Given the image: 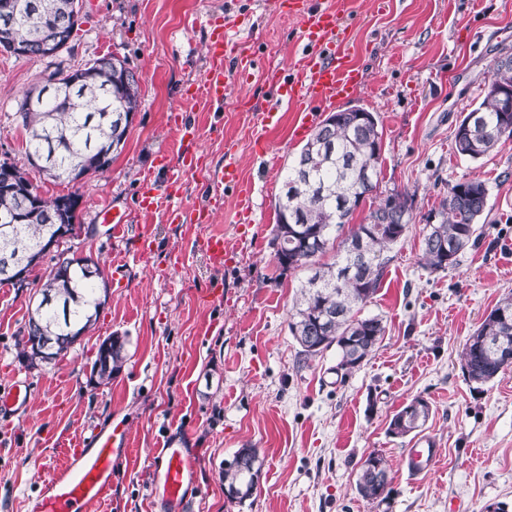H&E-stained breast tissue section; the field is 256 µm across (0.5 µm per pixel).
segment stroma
Returning a JSON list of instances; mask_svg holds the SVG:
<instances>
[{
  "instance_id": "1",
  "label": "stroma",
  "mask_w": 512,
  "mask_h": 512,
  "mask_svg": "<svg viewBox=\"0 0 512 512\" xmlns=\"http://www.w3.org/2000/svg\"><path fill=\"white\" fill-rule=\"evenodd\" d=\"M225 21L232 51L251 55L253 74L232 84L222 104L187 103L184 88L205 78L208 25ZM347 24L362 87L336 108L377 113L383 129L379 185L351 221L365 223L395 191L408 193L412 220L364 308L382 317L384 338L344 376L333 348L301 362L288 322L307 273L281 272L271 244L283 176L303 141L292 135L295 106L264 74L288 75L304 57L297 20L273 13L265 0H82L57 56L0 50V162L25 171L46 197L74 187L30 166L16 114L21 95L53 71L106 54L137 73L141 93L110 168L75 187L84 231L46 253L25 287L0 285V387L18 379L29 398L27 407L0 411V512H33L48 472L63 461V441L111 424L122 427L127 446L111 501L98 512H155L151 466L171 433L194 454L189 512H481L498 503L512 512V372L477 384L462 370L467 338L512 293V140L475 161L453 150L493 59L512 53V0H351ZM176 114L197 128L207 158L206 170L185 177L179 203L207 206L229 154L250 191L249 214L228 187L208 224L167 223L161 208L140 212L143 179L163 181L161 155L181 148ZM465 177L490 189L482 238L455 266L430 271L420 264L426 219ZM108 210L152 235L149 259L139 257L136 239L107 236ZM212 232L223 233L233 255L220 271L197 249ZM75 253L93 257L107 279L113 261L125 260L123 285L110 288L95 323L65 356L27 367L18 343L40 285L59 255ZM217 281L224 297L211 304L204 294ZM111 335L125 337L126 361L111 382L90 386L97 347ZM416 397L431 405L422 432L435 438L438 455L415 479L405 465L413 436H393L388 427ZM242 448L258 449L263 465L253 495L237 502L224 492L222 471ZM373 452L388 463L391 492L381 501L356 491L360 464Z\"/></svg>"
}]
</instances>
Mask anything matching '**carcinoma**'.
<instances>
[{
    "label": "carcinoma",
    "instance_id": "1",
    "mask_svg": "<svg viewBox=\"0 0 512 512\" xmlns=\"http://www.w3.org/2000/svg\"><path fill=\"white\" fill-rule=\"evenodd\" d=\"M21 2L25 8L11 26L0 22V48L8 41L28 56L41 57V47L29 40L30 24L40 19L46 35L54 37L64 19L37 17L30 10L33 0ZM51 84L61 91V98L47 97L41 106L27 108V100L45 90L42 86L25 92L18 104L19 118L28 133V158L43 157L42 171L58 180L67 179L70 170L76 171L78 178L106 171L124 146L131 115L139 108V77L125 61L104 55L82 69L51 73L46 86ZM511 139L512 112L503 111L500 100L486 92L459 122L454 149L462 158L478 160ZM378 145H382L380 127L356 120L353 112H334L286 169L283 191L275 203L273 246L282 272L311 270L288 324L305 361L334 347L341 360L358 366L385 335L383 319L364 315L362 310L382 284L391 261L387 252L408 231V194L391 193L370 213L369 222L353 225L339 238L359 201L368 198L378 185ZM488 201L489 189L478 178L448 187L441 209L425 224L421 254L425 268L443 271L456 264L454 259L443 263L444 255L456 257L477 243ZM76 219V212L58 211L55 197L42 196L26 173L16 170V183L0 186V265L8 252L24 260L16 273L28 272L44 256L37 249L41 240L63 226L69 231L82 230ZM356 242L363 243L362 251H352ZM332 246L336 247L334 262L318 263ZM104 285L99 266L88 273L73 257L57 261L29 315L26 336L21 339L23 362L33 368L49 364L73 348L98 315L103 304L99 289ZM45 337L51 340L49 348L35 351ZM125 357V343L105 337L94 359L101 363L97 383H109ZM511 368L512 294L496 303L463 349V370L471 382L489 383ZM253 468H261L259 451L248 448L242 463L224 466V487L230 490L249 482ZM356 488L367 500L388 496L383 456L368 455Z\"/></svg>",
    "mask_w": 512,
    "mask_h": 512
}]
</instances>
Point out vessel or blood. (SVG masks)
Returning <instances> with one entry per match:
<instances>
[{"label": "vessel or blood", "instance_id": "vessel-or-blood-1", "mask_svg": "<svg viewBox=\"0 0 512 512\" xmlns=\"http://www.w3.org/2000/svg\"><path fill=\"white\" fill-rule=\"evenodd\" d=\"M276 14L297 18L301 37L308 52L290 76L273 75L282 98L298 104L299 120L296 136H303L313 118L314 108L335 104L353 93L361 84L358 69L352 64L345 48L348 40L344 24L346 11L335 0H272ZM207 70L202 86L189 87L186 101L206 97L210 102L223 103L224 94L233 80L243 79L251 66L248 56H232L223 26H216L205 43ZM200 159L193 150H183L166 160L165 181L156 185L144 180L138 205L141 211L156 210L162 197L171 196L187 171L198 167ZM217 185L232 186L238 190L242 210H250V195L242 188L233 159H226L216 176ZM203 249L213 269H223L228 251L222 233L214 232L202 238ZM27 391L24 384L11 380L0 388V408L12 409L25 405ZM126 445L123 431L106 428L85 437H72L60 466L54 468L39 495L35 512H90L93 505L109 501L115 457ZM437 457L433 438H418L407 454L408 472L418 476L428 471ZM194 468L192 451L178 438L162 441L152 469L151 498L156 512H184L192 498Z\"/></svg>", "mask_w": 512, "mask_h": 512}]
</instances>
